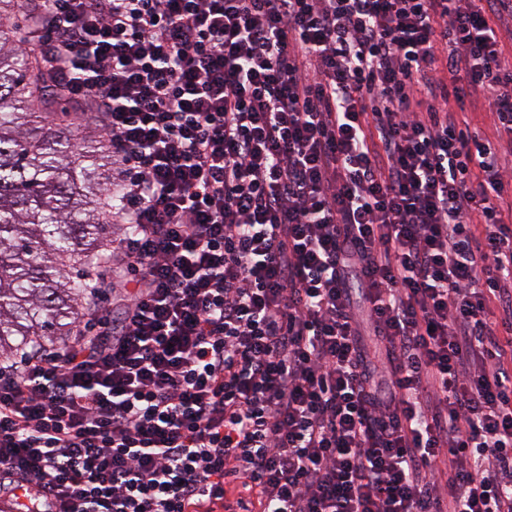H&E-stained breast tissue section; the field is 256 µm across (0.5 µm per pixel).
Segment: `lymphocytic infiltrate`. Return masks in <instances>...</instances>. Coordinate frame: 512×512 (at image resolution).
Wrapping results in <instances>:
<instances>
[{
  "label": "lymphocytic infiltrate",
  "instance_id": "lymphocytic-infiltrate-1",
  "mask_svg": "<svg viewBox=\"0 0 512 512\" xmlns=\"http://www.w3.org/2000/svg\"><path fill=\"white\" fill-rule=\"evenodd\" d=\"M36 2L130 230L0 359L22 512H512V0Z\"/></svg>",
  "mask_w": 512,
  "mask_h": 512
}]
</instances>
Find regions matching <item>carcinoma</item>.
Listing matches in <instances>:
<instances>
[{"mask_svg":"<svg viewBox=\"0 0 512 512\" xmlns=\"http://www.w3.org/2000/svg\"><path fill=\"white\" fill-rule=\"evenodd\" d=\"M30 7L0 0V356L67 335L114 228L101 191L105 132L78 151L72 108L28 47Z\"/></svg>","mask_w":512,"mask_h":512,"instance_id":"cac0c4a2","label":"carcinoma"}]
</instances>
